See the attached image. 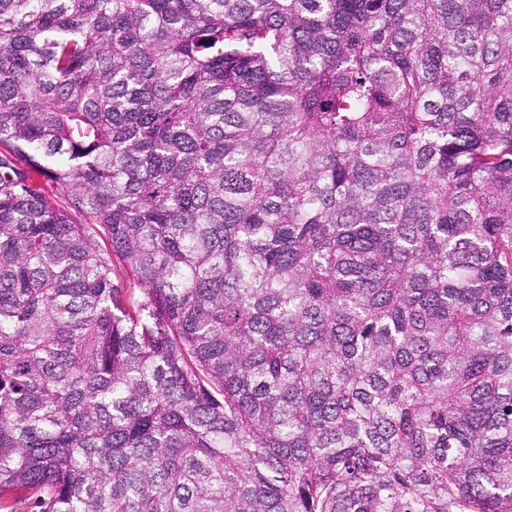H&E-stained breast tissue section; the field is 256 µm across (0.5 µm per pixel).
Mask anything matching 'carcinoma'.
I'll return each instance as SVG.
<instances>
[{
	"label": "carcinoma",
	"mask_w": 512,
	"mask_h": 512,
	"mask_svg": "<svg viewBox=\"0 0 512 512\" xmlns=\"http://www.w3.org/2000/svg\"><path fill=\"white\" fill-rule=\"evenodd\" d=\"M25 501L512 512V0H0Z\"/></svg>",
	"instance_id": "1"
}]
</instances>
